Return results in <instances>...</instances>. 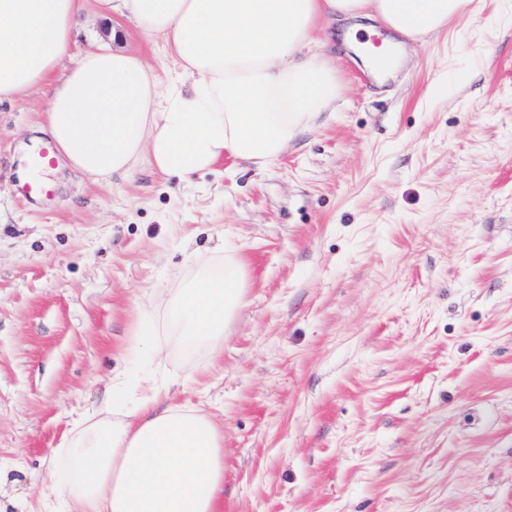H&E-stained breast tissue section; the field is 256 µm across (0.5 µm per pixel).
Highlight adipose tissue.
I'll return each mask as SVG.
<instances>
[{"label":"adipose tissue","mask_w":512,"mask_h":512,"mask_svg":"<svg viewBox=\"0 0 512 512\" xmlns=\"http://www.w3.org/2000/svg\"><path fill=\"white\" fill-rule=\"evenodd\" d=\"M468 0H0V101L48 84L47 133L74 168L105 180L141 159L184 178L224 156L263 168L319 113L336 71L317 51L331 22L365 18L409 40L446 31ZM160 37L179 70L123 51H87L54 73L87 8ZM239 261L178 288L164 316L187 345L219 348L244 297ZM224 436L197 411L139 398L130 417L91 426L70 451L59 512H219Z\"/></svg>","instance_id":"obj_1"}]
</instances>
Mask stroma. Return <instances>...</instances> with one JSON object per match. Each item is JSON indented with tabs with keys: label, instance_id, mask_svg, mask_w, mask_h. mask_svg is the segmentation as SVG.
Here are the masks:
<instances>
[{
	"label": "stroma",
	"instance_id": "obj_1",
	"mask_svg": "<svg viewBox=\"0 0 512 512\" xmlns=\"http://www.w3.org/2000/svg\"><path fill=\"white\" fill-rule=\"evenodd\" d=\"M503 0L380 75L336 45L339 99L264 169L183 181L142 161L101 183L52 163L37 89L0 102V512H47L83 427L123 416L130 326L187 262L246 263L224 345L162 337L161 405L224 435L220 512H512V19ZM122 49L160 76L161 38L88 14L60 63Z\"/></svg>",
	"mask_w": 512,
	"mask_h": 512
}]
</instances>
